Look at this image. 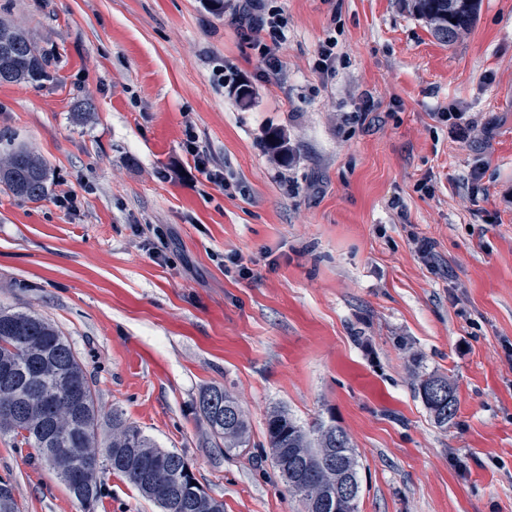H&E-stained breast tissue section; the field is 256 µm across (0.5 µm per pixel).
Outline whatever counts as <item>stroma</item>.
Wrapping results in <instances>:
<instances>
[{
  "label": "stroma",
  "instance_id": "obj_1",
  "mask_svg": "<svg viewBox=\"0 0 512 512\" xmlns=\"http://www.w3.org/2000/svg\"><path fill=\"white\" fill-rule=\"evenodd\" d=\"M241 4L0 0L52 73L0 85V154L50 169L43 200L0 187V305L54 322L104 411L181 454L224 512H302L266 443L275 407L349 434L358 512H512V0H481L450 46L403 0H267L286 23L274 71ZM452 107L470 141L439 120ZM190 133L224 185L196 171ZM432 375L458 399L444 427L418 393ZM213 385L247 411L246 447L198 415ZM0 481L15 512H85L8 434ZM105 483L92 512H160ZM466 112H458L455 108H449L447 112H441L439 118L448 122V133L459 141H466L471 137L474 123L466 116Z\"/></svg>",
  "mask_w": 512,
  "mask_h": 512
}]
</instances>
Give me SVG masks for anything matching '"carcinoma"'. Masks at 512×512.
Here are the masks:
<instances>
[{"instance_id":"1","label":"carcinoma","mask_w":512,"mask_h":512,"mask_svg":"<svg viewBox=\"0 0 512 512\" xmlns=\"http://www.w3.org/2000/svg\"><path fill=\"white\" fill-rule=\"evenodd\" d=\"M480 0H409L412 12L444 44H452L472 28ZM49 61L35 53L26 33L0 21V84H40L50 79ZM267 147L282 163H289L282 132L271 131ZM50 170L38 155L17 148L0 157V183L12 194L30 201L43 199ZM13 373L12 388L0 382V433L13 436L52 468L81 505L97 503L106 494L102 475L124 477L161 512H224V503L185 472V459L159 448L144 431L127 422L122 413H109V430L102 432L104 413L93 381L69 340L47 318L0 306V367ZM234 414L224 421V411ZM198 411L210 435L224 441L227 451L246 445L250 423L238 399L220 385L207 388ZM337 425L323 420L305 427L286 409L267 413L265 434L271 455L279 458V472L302 501L317 503L322 491L336 483V474L319 470L301 489V469L319 460L341 455L358 472L351 439L336 445ZM52 448H76L78 454L61 460L48 455Z\"/></svg>"}]
</instances>
